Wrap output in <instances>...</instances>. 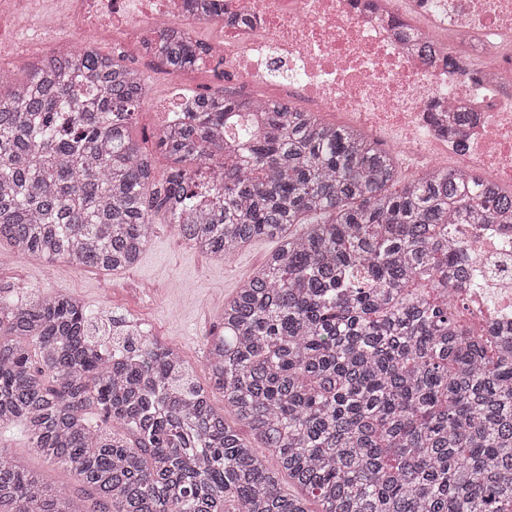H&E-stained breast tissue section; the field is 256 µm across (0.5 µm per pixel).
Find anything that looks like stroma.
Masks as SVG:
<instances>
[{
    "label": "stroma",
    "mask_w": 512,
    "mask_h": 512,
    "mask_svg": "<svg viewBox=\"0 0 512 512\" xmlns=\"http://www.w3.org/2000/svg\"><path fill=\"white\" fill-rule=\"evenodd\" d=\"M126 61L143 74L149 102L164 100L177 81L176 73L151 57L130 52ZM278 245V240L264 238L231 259H209L182 244L175 225L158 224L138 262L112 273L108 294L103 291L98 269L35 256L18 261L8 246L1 245L0 287L18 295L29 291L73 295L108 318H145L149 333L180 347L203 382L207 379L205 338L221 322V299L233 295L241 280L262 265ZM0 446L22 462L39 467L49 480L83 494L82 484L72 473L36 458L20 427H0Z\"/></svg>",
    "instance_id": "1"
}]
</instances>
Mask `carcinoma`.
<instances>
[{
  "instance_id": "obj_1",
  "label": "carcinoma",
  "mask_w": 512,
  "mask_h": 512,
  "mask_svg": "<svg viewBox=\"0 0 512 512\" xmlns=\"http://www.w3.org/2000/svg\"><path fill=\"white\" fill-rule=\"evenodd\" d=\"M147 53L173 71L203 60L175 30ZM146 98L121 54L1 74L0 242L110 272L158 217L214 256L280 239L224 300L204 364L276 466L180 349L131 319L108 330L73 296L6 293L0 426L97 506L0 449V512H309L310 497L321 512H512V337L470 335L447 293L465 284L448 225L512 224V190L451 169L402 184L361 130L227 90L186 96L157 134L159 179L130 135Z\"/></svg>"
}]
</instances>
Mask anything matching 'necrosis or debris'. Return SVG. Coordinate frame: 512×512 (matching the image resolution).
Here are the masks:
<instances>
[{
  "instance_id": "4bbe7bcc",
  "label": "necrosis or debris",
  "mask_w": 512,
  "mask_h": 512,
  "mask_svg": "<svg viewBox=\"0 0 512 512\" xmlns=\"http://www.w3.org/2000/svg\"><path fill=\"white\" fill-rule=\"evenodd\" d=\"M0 0V71L80 37L145 52L176 27L220 63L212 83L236 81L267 100L274 74L285 97L390 138L420 170L452 168L512 187V0H222L201 20L191 0ZM451 51L457 73L422 53ZM469 143L457 151L452 136ZM470 285L454 296L474 335L512 334V226L452 224Z\"/></svg>"
}]
</instances>
